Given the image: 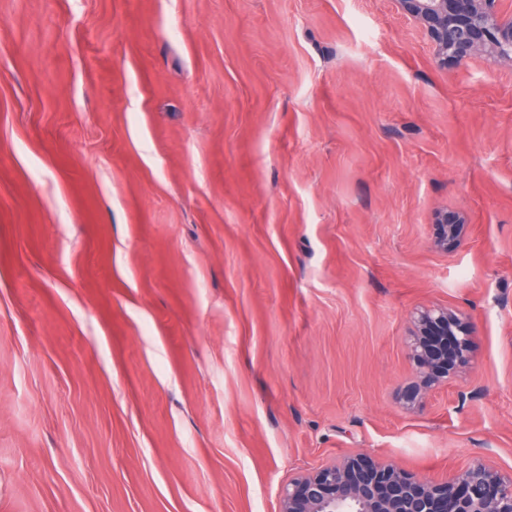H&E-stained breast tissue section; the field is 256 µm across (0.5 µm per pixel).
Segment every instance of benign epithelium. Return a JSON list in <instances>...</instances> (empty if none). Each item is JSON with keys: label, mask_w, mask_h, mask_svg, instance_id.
<instances>
[{"label": "benign epithelium", "mask_w": 512, "mask_h": 512, "mask_svg": "<svg viewBox=\"0 0 512 512\" xmlns=\"http://www.w3.org/2000/svg\"><path fill=\"white\" fill-rule=\"evenodd\" d=\"M503 0H392L398 14L429 39L436 61L458 65L473 57L512 62V9ZM435 245L448 251L467 224L461 212L437 216ZM472 324L455 311L436 307L414 316L410 350L415 380L402 397L422 393L469 364ZM278 512H512V474L475 461L452 478L423 480L382 459L355 453L299 473L281 487Z\"/></svg>", "instance_id": "benign-epithelium-1"}]
</instances>
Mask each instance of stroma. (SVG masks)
<instances>
[{
  "label": "stroma",
  "mask_w": 512,
  "mask_h": 512,
  "mask_svg": "<svg viewBox=\"0 0 512 512\" xmlns=\"http://www.w3.org/2000/svg\"><path fill=\"white\" fill-rule=\"evenodd\" d=\"M432 306L473 357L409 408ZM353 452L512 472V63L389 0H0V512H278ZM436 224L438 226V235L435 245L438 249L448 252L453 249L459 241L467 220L462 212H456L448 215V212L437 216Z\"/></svg>",
  "instance_id": "1"
}]
</instances>
